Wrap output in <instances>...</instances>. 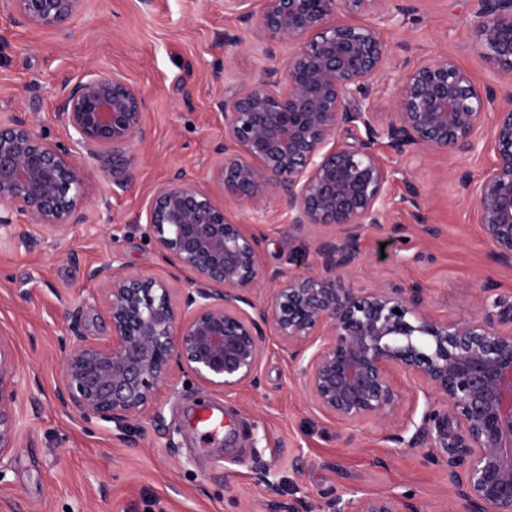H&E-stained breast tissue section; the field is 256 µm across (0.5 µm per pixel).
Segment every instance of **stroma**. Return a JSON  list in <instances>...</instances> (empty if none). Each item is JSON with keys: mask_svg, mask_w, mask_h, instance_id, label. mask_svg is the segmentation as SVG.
Masks as SVG:
<instances>
[{"mask_svg": "<svg viewBox=\"0 0 512 512\" xmlns=\"http://www.w3.org/2000/svg\"><path fill=\"white\" fill-rule=\"evenodd\" d=\"M397 2L400 12L382 27L389 48L385 75L367 90L379 118L394 108L407 60L446 55L478 85L512 86L474 48L476 0ZM262 48L254 28L227 13L224 0H85L68 30L37 28L0 10L1 121L25 112L44 137L67 142L62 81L94 69L122 72L145 94L148 130L136 146L128 192H113L101 162L87 158L85 221L66 237L26 246L0 236V336L9 341L20 377L18 441L0 466V512H266L271 483L282 498L307 500L313 512H333L339 503L350 510L362 495L408 489L417 492L424 512H448V478L428 462V447L387 441L386 427L375 420L349 426L322 416L287 346L270 329L262 342L259 389L203 391L192 379H178L158 394L166 434L142 418L132 446L117 430L81 422L56 399L65 304H85L89 333L109 332L97 303L101 285L89 271L117 252L129 271L167 274L139 231L155 187L180 171L221 198L212 175L215 149L224 142L216 102L263 67L284 64L287 51L271 60ZM375 151L393 173V207L383 231L362 234V263L346 286L399 281L423 288L440 318L475 312L482 303L512 305V269L491 259L474 201L455 179L461 171H487L493 152L400 155L384 140ZM410 182L419 187L422 214L438 235L418 231L410 209L400 206ZM230 215L262 232L263 265L290 275L317 270V242L332 233L289 223L274 194L259 209L234 207ZM214 405L237 433L232 446L191 422L193 412ZM259 469L267 471L268 484L255 481Z\"/></svg>", "mask_w": 512, "mask_h": 512, "instance_id": "1", "label": "stroma"}]
</instances>
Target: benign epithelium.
<instances>
[{"label":"benign epithelium","mask_w":512,"mask_h":512,"mask_svg":"<svg viewBox=\"0 0 512 512\" xmlns=\"http://www.w3.org/2000/svg\"><path fill=\"white\" fill-rule=\"evenodd\" d=\"M390 0H225L224 8L256 25L265 55L293 47L283 67L217 102L224 145L214 179L224 204L186 174L153 191L140 225L155 258L181 272L160 278L134 273L118 254L89 272L109 335L85 328V305L68 304L58 401L84 422L113 424L130 442L146 414L157 431L161 385L175 375L203 389L260 387L264 328L288 347L304 390L324 415L353 425L399 416L400 373L437 398L410 440L440 452L428 462L448 475L451 512H512V327L489 311L440 320L423 290L388 282L368 290L341 280L359 265L358 239L382 230L390 206L389 172L375 145L399 154L421 148L443 154L490 148L494 165L476 177L457 174L476 205L495 261L512 267V90L479 87L453 59L404 63L394 112L382 121L360 97L384 72L389 49L380 25ZM84 0H3L10 14L39 28L64 29ZM476 49L512 84V0H477ZM61 115L69 142L42 137L24 112L0 122V230L19 243L62 238L83 223L88 170L83 152L104 162L112 192L135 180L133 146L144 140L145 99L122 75L85 72L62 82ZM359 128L353 143L340 137ZM274 191L290 223L328 225L316 272L285 275L261 263V234L228 215L227 205L257 207ZM275 285L258 306L253 290ZM400 313H395V310ZM17 366L0 338V462L16 448ZM266 512H312L303 499L271 492ZM355 512H422L413 492L373 494Z\"/></svg>","instance_id":"1"}]
</instances>
